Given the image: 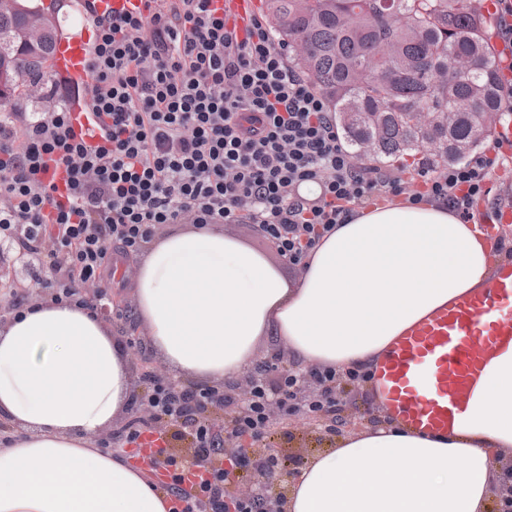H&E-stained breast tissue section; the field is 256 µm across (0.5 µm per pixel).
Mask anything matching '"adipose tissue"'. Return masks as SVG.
I'll return each instance as SVG.
<instances>
[{
  "mask_svg": "<svg viewBox=\"0 0 512 512\" xmlns=\"http://www.w3.org/2000/svg\"><path fill=\"white\" fill-rule=\"evenodd\" d=\"M499 259L442 201L353 210L288 280L223 225L156 236L137 259L134 316L173 372L239 378L264 341L310 367L375 366L394 338L486 287ZM136 378L98 312L47 299L0 324V512H168L150 475L97 438ZM512 461V345L486 365L453 429L354 430L309 458L284 512H487Z\"/></svg>",
  "mask_w": 512,
  "mask_h": 512,
  "instance_id": "1",
  "label": "adipose tissue"
}]
</instances>
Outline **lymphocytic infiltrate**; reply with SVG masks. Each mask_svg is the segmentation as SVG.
Here are the masks:
<instances>
[{
	"label": "lymphocytic infiltrate",
	"mask_w": 512,
	"mask_h": 512,
	"mask_svg": "<svg viewBox=\"0 0 512 512\" xmlns=\"http://www.w3.org/2000/svg\"><path fill=\"white\" fill-rule=\"evenodd\" d=\"M209 2L153 0L145 15L93 18L89 105L100 144L76 139L65 88L46 94L48 109L0 118V242L22 237L56 299L90 305L113 261L140 253L164 224H253L298 266L366 203L438 199L474 220L491 192L489 170L512 156V141L496 140L489 156L420 171L421 190L407 193L397 172L355 161L329 103L289 65L262 18L241 35ZM52 161L69 172L68 202L42 179ZM308 183L318 185L316 198L301 196ZM343 377L366 382L372 373H278L261 362L236 399L148 371L117 439L133 449L144 434L162 439L151 462L168 476L161 488L169 512H265L264 492L228 499L227 486L252 462L244 451L225 457L226 442L271 437L275 402L283 415L320 421L335 412ZM220 403L231 409L223 435L209 418ZM176 437L189 439L203 461L197 483L184 482L189 467L171 446Z\"/></svg>",
	"instance_id": "lymphocytic-infiltrate-1"
}]
</instances>
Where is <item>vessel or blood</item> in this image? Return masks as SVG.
Instances as JSON below:
<instances>
[{"label": "vessel or blood", "instance_id": "obj_1", "mask_svg": "<svg viewBox=\"0 0 512 512\" xmlns=\"http://www.w3.org/2000/svg\"><path fill=\"white\" fill-rule=\"evenodd\" d=\"M256 0H211L210 6L244 31ZM147 0H94L97 15L143 14ZM93 32L58 40L50 67L59 79H87ZM512 343V262L499 264L490 284L443 307L400 336L373 370L369 392L391 420L442 434L453 428L486 362Z\"/></svg>", "mask_w": 512, "mask_h": 512}]
</instances>
